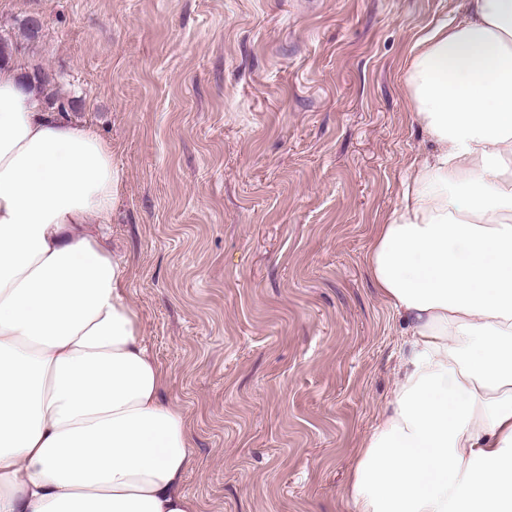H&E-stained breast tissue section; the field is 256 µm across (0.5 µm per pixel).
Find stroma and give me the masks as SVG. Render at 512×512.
<instances>
[{
	"label": "stroma",
	"mask_w": 512,
	"mask_h": 512,
	"mask_svg": "<svg viewBox=\"0 0 512 512\" xmlns=\"http://www.w3.org/2000/svg\"><path fill=\"white\" fill-rule=\"evenodd\" d=\"M462 17V0H0V35L114 149L108 245L186 419L197 512H347L407 352L365 257L432 148L409 50Z\"/></svg>",
	"instance_id": "1"
}]
</instances>
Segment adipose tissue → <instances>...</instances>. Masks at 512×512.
Wrapping results in <instances>:
<instances>
[{"instance_id":"1","label":"adipose tissue","mask_w":512,"mask_h":512,"mask_svg":"<svg viewBox=\"0 0 512 512\" xmlns=\"http://www.w3.org/2000/svg\"><path fill=\"white\" fill-rule=\"evenodd\" d=\"M464 7L407 62L435 149L367 253L409 350L349 512H512V0ZM123 188L110 143L0 68V512H196L131 269L88 230Z\"/></svg>"}]
</instances>
